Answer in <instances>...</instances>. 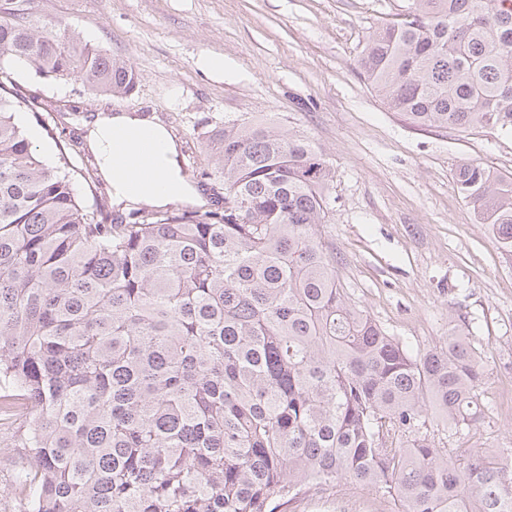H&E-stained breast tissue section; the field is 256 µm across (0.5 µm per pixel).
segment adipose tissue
Masks as SVG:
<instances>
[{
  "label": "adipose tissue",
  "instance_id": "obj_1",
  "mask_svg": "<svg viewBox=\"0 0 512 512\" xmlns=\"http://www.w3.org/2000/svg\"><path fill=\"white\" fill-rule=\"evenodd\" d=\"M119 129L142 131L156 144L158 153L154 184L141 190L114 184V206L123 210L139 205L164 208L177 201H197L196 189L180 173L179 144L171 131L154 120L127 111H100L90 125L88 144L99 158L100 172L104 178L112 176L110 141L113 132Z\"/></svg>",
  "mask_w": 512,
  "mask_h": 512
}]
</instances>
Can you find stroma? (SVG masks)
<instances>
[{"instance_id": "1", "label": "stroma", "mask_w": 512, "mask_h": 512, "mask_svg": "<svg viewBox=\"0 0 512 512\" xmlns=\"http://www.w3.org/2000/svg\"><path fill=\"white\" fill-rule=\"evenodd\" d=\"M407 0H24L48 28L131 63V94L13 73L52 115L152 112L182 143L202 119L289 120L335 169L325 241L350 301L414 354L443 346L465 322L483 354L477 426L452 448H512V254L478 223L454 181L473 161L512 172V136L420 129L367 86L358 60L369 34ZM224 59L211 71L203 61ZM392 498L339 484L287 512H398Z\"/></svg>"}]
</instances>
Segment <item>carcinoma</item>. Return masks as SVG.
Listing matches in <instances>:
<instances>
[{"label":"carcinoma","instance_id":"carcinoma-1","mask_svg":"<svg viewBox=\"0 0 512 512\" xmlns=\"http://www.w3.org/2000/svg\"><path fill=\"white\" fill-rule=\"evenodd\" d=\"M127 94L124 60L0 4V418L18 417L26 512H280L343 481L400 512H512V454L429 436L482 418V352L410 353L353 305L324 239L335 170L289 125L201 133L213 207L74 193L17 119L58 125L5 66ZM422 127L512 136V0H408L359 59ZM459 193L512 252V173L463 163Z\"/></svg>","mask_w":512,"mask_h":512}]
</instances>
